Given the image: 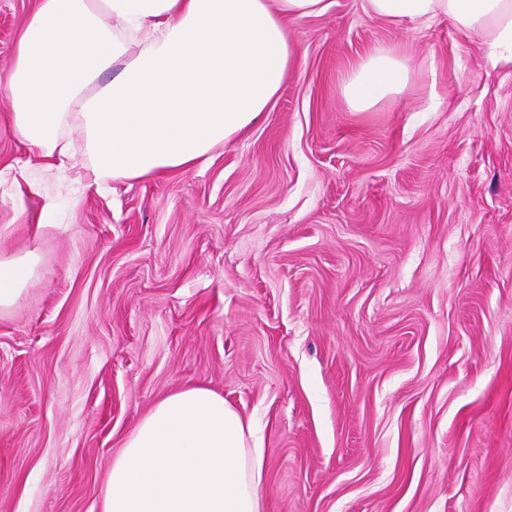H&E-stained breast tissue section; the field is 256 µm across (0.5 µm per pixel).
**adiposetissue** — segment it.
I'll list each match as a JSON object with an SVG mask.
<instances>
[{"mask_svg":"<svg viewBox=\"0 0 512 512\" xmlns=\"http://www.w3.org/2000/svg\"><path fill=\"white\" fill-rule=\"evenodd\" d=\"M402 25L444 16L481 32L492 69L512 70V0H366ZM325 0H38L5 88L7 121L52 160L82 151L94 180L188 169L255 122L296 54L287 22ZM407 63L377 49L344 79L363 112L403 92ZM76 124L78 141L65 130ZM37 272L0 261V308ZM265 452L250 422L201 387L157 402L112 462L103 512H262Z\"/></svg>","mask_w":512,"mask_h":512,"instance_id":"1","label":"adipose tissue"}]
</instances>
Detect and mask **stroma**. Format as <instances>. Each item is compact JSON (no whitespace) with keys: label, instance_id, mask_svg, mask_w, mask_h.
I'll return each mask as SVG.
<instances>
[{"label":"stroma","instance_id":"35a3bbf8","mask_svg":"<svg viewBox=\"0 0 512 512\" xmlns=\"http://www.w3.org/2000/svg\"><path fill=\"white\" fill-rule=\"evenodd\" d=\"M288 24L258 121L187 170L81 188L4 119L0 512H103L112 460L186 386L253 420L263 512H512V72L446 18L365 0ZM37 0H0V79ZM410 82L371 109L375 49ZM409 81L407 63L388 48H379L361 61L344 79L342 94L349 108L363 112L400 94ZM37 272L32 254L0 261V308L10 306Z\"/></svg>","mask_w":512,"mask_h":512}]
</instances>
